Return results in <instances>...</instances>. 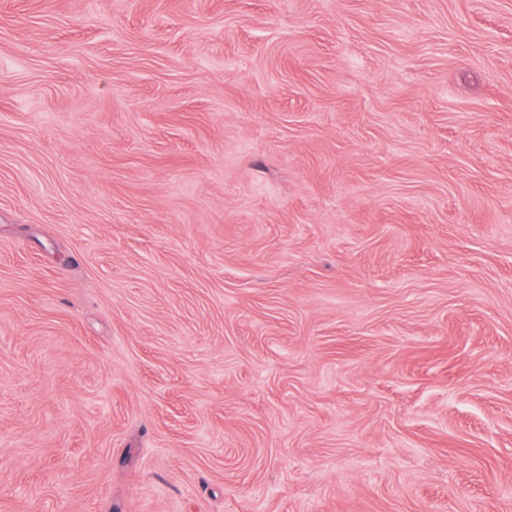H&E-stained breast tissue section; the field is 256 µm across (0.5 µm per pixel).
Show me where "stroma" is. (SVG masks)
I'll return each mask as SVG.
<instances>
[{"mask_svg": "<svg viewBox=\"0 0 512 512\" xmlns=\"http://www.w3.org/2000/svg\"><path fill=\"white\" fill-rule=\"evenodd\" d=\"M0 512H512V0H0Z\"/></svg>", "mask_w": 512, "mask_h": 512, "instance_id": "stroma-1", "label": "stroma"}]
</instances>
